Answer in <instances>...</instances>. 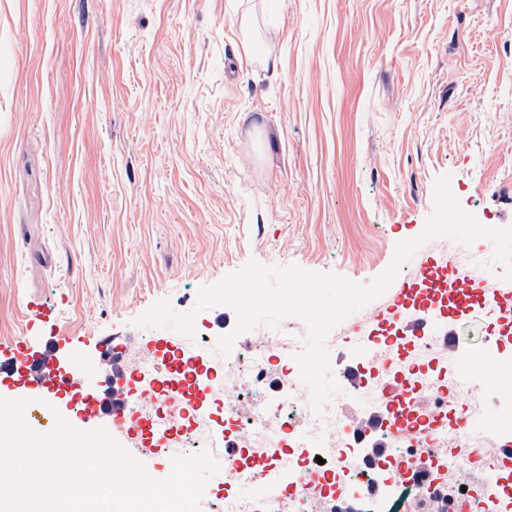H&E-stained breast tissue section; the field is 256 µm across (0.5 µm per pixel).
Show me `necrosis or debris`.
<instances>
[{
	"label": "necrosis or debris",
	"mask_w": 512,
	"mask_h": 512,
	"mask_svg": "<svg viewBox=\"0 0 512 512\" xmlns=\"http://www.w3.org/2000/svg\"><path fill=\"white\" fill-rule=\"evenodd\" d=\"M295 343L293 326L261 328L224 363L218 392L237 416L235 439L217 457L224 483L257 484L264 493L257 503L221 500L218 512H512L503 463L475 419L498 400L476 381L456 397L447 377L453 358L438 330L413 339L406 359L391 341L359 337L370 370L359 384H344L321 417L299 375L278 365ZM399 376L424 403L402 423L389 398ZM291 432L292 450L283 444ZM273 452L277 470L258 469Z\"/></svg>",
	"instance_id": "necrosis-or-debris-1"
}]
</instances>
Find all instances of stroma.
<instances>
[{
  "label": "stroma",
  "instance_id": "1",
  "mask_svg": "<svg viewBox=\"0 0 512 512\" xmlns=\"http://www.w3.org/2000/svg\"><path fill=\"white\" fill-rule=\"evenodd\" d=\"M445 173L512 226V0H0V342L95 387L248 261L369 282Z\"/></svg>",
  "mask_w": 512,
  "mask_h": 512
}]
</instances>
